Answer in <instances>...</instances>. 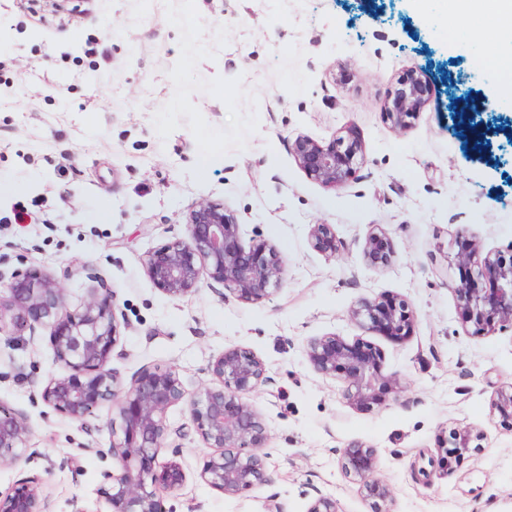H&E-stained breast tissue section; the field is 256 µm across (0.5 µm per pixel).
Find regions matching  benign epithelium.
Returning <instances> with one entry per match:
<instances>
[{"instance_id":"1","label":"benign epithelium","mask_w":512,"mask_h":512,"mask_svg":"<svg viewBox=\"0 0 512 512\" xmlns=\"http://www.w3.org/2000/svg\"><path fill=\"white\" fill-rule=\"evenodd\" d=\"M428 72L415 64L404 73L398 87L381 105L391 126H412L426 104ZM460 137L490 162L495 159L489 132L478 115L467 111V102L457 103L453 113ZM298 166L314 181L340 188L355 175L364 157L353 138L339 136L323 144L299 136L292 145ZM188 239L166 244L147 255L146 275L165 293L184 296L197 288L203 273L224 284V290L241 302H258L281 284L284 261L264 240L246 246L241 241L237 216L211 202L196 205L186 219ZM315 250H336V232L330 224H313L308 233ZM363 253L375 267L391 260L387 233L374 224L364 238ZM448 265L467 272L450 285L455 292L464 329L481 334L512 330V260L483 253L476 241H468L448 255ZM350 317L362 328L402 340L415 327L410 304L398 297L361 299ZM11 325L13 335L50 329L54 359L67 373L51 376L42 385L40 397L55 412L76 421L85 419L103 404L110 405L112 440L109 452L117 468L103 473L102 494L108 512H165L159 491L182 487L187 475L176 461L158 462L167 433L170 408L188 405L193 427L209 452L197 474L200 481L226 496H237L267 481L264 457L257 450L267 441L262 416L243 395L267 381L266 364L252 352L233 347L214 356L207 371L211 382L186 397L174 369L141 370L125 385L110 367L112 352L120 341V323L112 294L93 291L79 307L68 308L64 288L42 270L29 267L11 276L0 292V333ZM307 357L323 377L344 376V399L355 408L369 409L386 396L397 393L400 379L385 374L380 353L359 341L347 342L334 334L312 339ZM491 408L512 419V384L497 389ZM31 428L27 415L0 406V464L23 457L29 447ZM480 433L471 428H451L445 438L441 464L454 471L468 454ZM376 450L361 443L346 446L340 458L344 474L357 481L378 512H391L390 486L373 477ZM0 512H48L47 496L39 481L28 479L6 494L0 492ZM306 512H340L336 499L320 496Z\"/></svg>"}]
</instances>
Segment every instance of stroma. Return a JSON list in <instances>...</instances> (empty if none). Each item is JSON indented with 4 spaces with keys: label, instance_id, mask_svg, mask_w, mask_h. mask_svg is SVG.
I'll return each mask as SVG.
<instances>
[{
    "label": "stroma",
    "instance_id": "35a3bbf8",
    "mask_svg": "<svg viewBox=\"0 0 512 512\" xmlns=\"http://www.w3.org/2000/svg\"><path fill=\"white\" fill-rule=\"evenodd\" d=\"M90 37L103 55H85ZM489 56L512 60V42L454 0H384L375 17L361 0H0V278L43 269L72 308L110 289L121 323L110 365L123 382L172 367L191 395L229 347L267 367L245 400L268 426V482L226 496L198 481L206 450L177 405L158 460L179 462L187 481L162 493L165 512H306L322 495L341 512H373L339 467L354 441L376 450L393 512H512V423L490 406L512 383V331L463 329L450 288L459 272L447 265L467 239L512 251V145L490 164L469 155L448 110L453 90L486 98L484 119L512 113ZM416 63L429 70L428 102L399 131L381 105ZM300 135L355 137L357 176L336 189L312 180L291 153ZM202 202L233 211L243 243L280 252L284 279L269 297H225L206 275L172 297L148 278L147 253L186 238ZM313 224L333 225L335 252L310 246ZM374 224L387 232L385 267L363 255ZM382 293L412 306L406 339L351 320L355 302ZM49 334L0 335V405L32 428L27 454L0 466V491L36 478L50 512H103L112 411L79 422L41 401V382L62 372ZM327 334L375 347L399 393L348 405L342 378L322 377L306 356L308 340ZM454 426L481 432L479 447L454 473L419 480Z\"/></svg>",
    "mask_w": 512,
    "mask_h": 512
}]
</instances>
